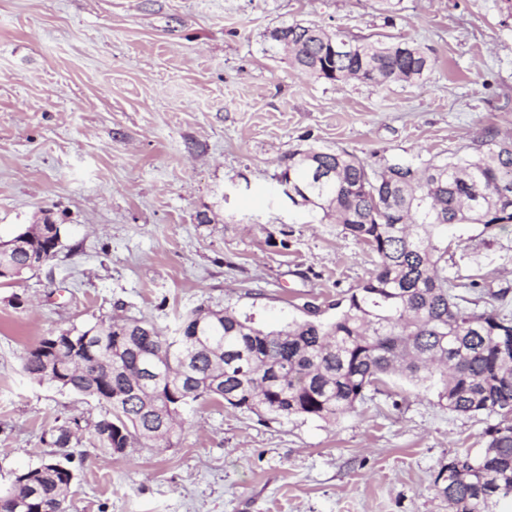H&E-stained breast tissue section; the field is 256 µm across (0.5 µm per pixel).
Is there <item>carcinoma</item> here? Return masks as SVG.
I'll return each instance as SVG.
<instances>
[{
  "instance_id": "cac0c4a2",
  "label": "carcinoma",
  "mask_w": 512,
  "mask_h": 512,
  "mask_svg": "<svg viewBox=\"0 0 512 512\" xmlns=\"http://www.w3.org/2000/svg\"><path fill=\"white\" fill-rule=\"evenodd\" d=\"M303 73L330 81L413 84L431 69L409 41L350 40L317 24L269 32ZM347 43L343 52L332 47ZM475 155L379 167L340 150L308 146L286 153L277 182L300 204L320 209L377 257L372 275L336 301L329 321L304 319L264 331L228 308L197 307L173 336L115 315L83 330L38 341L23 369L39 382L89 397L104 409L92 434L122 454L135 444L168 447L184 414L209 401L275 419L334 422L353 412L384 378L401 376L438 390L448 410L482 415L486 447L448 461L434 478L453 512H497L512 499V320L497 309L462 305L446 275L452 224H512V141L484 142ZM0 249L7 283L64 249L59 224H32ZM82 430L72 418L49 445L70 447ZM56 459L14 476L0 512H73Z\"/></svg>"
}]
</instances>
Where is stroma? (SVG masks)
<instances>
[{
  "label": "stroma",
  "mask_w": 512,
  "mask_h": 512,
  "mask_svg": "<svg viewBox=\"0 0 512 512\" xmlns=\"http://www.w3.org/2000/svg\"><path fill=\"white\" fill-rule=\"evenodd\" d=\"M294 22L414 42L432 68L413 85L310 77L267 38ZM490 139L512 140L496 0H0V240L46 218L68 231L66 251L0 285V487L63 422L104 413L27 376L41 337L116 314L170 336L198 306L278 329L333 318L369 277L366 247L281 193L285 153L379 166ZM447 269L470 307L512 316V224L450 227ZM486 426L398 377L330 424L206 403L163 450L109 455L80 431L71 496L77 512H448L434 477Z\"/></svg>",
  "instance_id": "obj_1"
}]
</instances>
